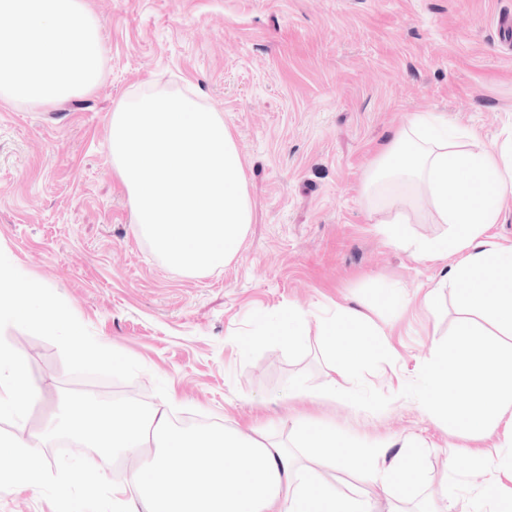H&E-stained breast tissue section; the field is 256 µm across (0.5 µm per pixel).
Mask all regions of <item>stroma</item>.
I'll return each mask as SVG.
<instances>
[{
    "instance_id": "stroma-1",
    "label": "stroma",
    "mask_w": 512,
    "mask_h": 512,
    "mask_svg": "<svg viewBox=\"0 0 512 512\" xmlns=\"http://www.w3.org/2000/svg\"><path fill=\"white\" fill-rule=\"evenodd\" d=\"M87 2L106 52L95 90L47 108L0 102V247L103 353L86 368L67 328L5 329L43 402L26 420L0 417V435L31 441L70 394L147 407L170 396L180 417L262 424L275 436L306 421L336 432L342 462L313 448L294 454L342 493L378 492L360 473L359 449H417L413 503L433 512L464 503L490 478L468 465L485 444L422 411L418 396L424 365L453 331L458 292L442 288L431 312L417 304L446 263L418 259L410 242L448 227L412 220L396 245L369 222L362 186L385 138L417 113L499 145L512 138V50L495 23L512 0ZM186 81L236 133L254 205L234 260L194 275L142 236L109 150L112 111L133 85ZM340 306L374 309L385 332L344 376L320 334ZM291 308L306 314L304 347L273 334L252 342ZM292 387L309 399H289ZM357 400L382 409L355 412ZM41 452L42 480L0 484V512H67L74 502L113 512V488L137 465L101 458L90 494L80 468L89 448L62 438Z\"/></svg>"
}]
</instances>
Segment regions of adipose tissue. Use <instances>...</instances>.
I'll return each instance as SVG.
<instances>
[{"label":"adipose tissue","instance_id":"1","mask_svg":"<svg viewBox=\"0 0 512 512\" xmlns=\"http://www.w3.org/2000/svg\"><path fill=\"white\" fill-rule=\"evenodd\" d=\"M363 186L370 222L383 225L392 239H399L398 227L409 223L413 211H428L435 223L452 227L446 236L415 244L418 258H453L448 283L458 288L464 312L448 345L425 366L422 410L465 436L489 440L500 427L512 429V362L482 340L488 323L512 335V245L489 233L504 195L512 192V155L482 142L472 129L416 114L378 152ZM67 317L56 296L19 273L0 247V329L24 323L47 333ZM350 330L358 342L339 343ZM322 332L349 370L374 351L373 339L382 330L368 313L340 308L323 322ZM452 391L460 397L454 404L448 401ZM40 399L24 354L0 340V415L24 418ZM59 435L96 443L115 458H139L142 448L155 446L130 482L113 489L114 512H127L132 496L146 512H406L420 470L414 449L394 455L381 448L363 451L360 468L383 496L350 497L299 464L286 439L259 429L183 428L165 402L148 410L117 402L108 416L95 419L86 407L68 409L42 438ZM173 458L180 460L179 469L170 467ZM468 462L497 476L466 503L465 512H512V452L498 445ZM44 471L38 449L0 437V481L32 483Z\"/></svg>","mask_w":512,"mask_h":512}]
</instances>
